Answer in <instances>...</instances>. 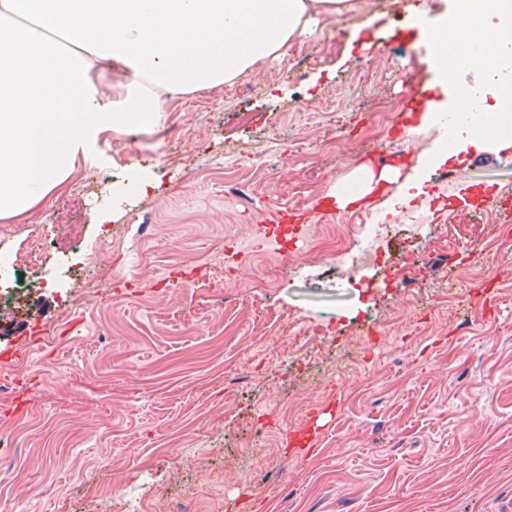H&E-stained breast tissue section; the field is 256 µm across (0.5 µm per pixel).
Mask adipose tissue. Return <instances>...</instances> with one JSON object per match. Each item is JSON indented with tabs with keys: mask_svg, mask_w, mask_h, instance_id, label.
<instances>
[{
	"mask_svg": "<svg viewBox=\"0 0 512 512\" xmlns=\"http://www.w3.org/2000/svg\"><path fill=\"white\" fill-rule=\"evenodd\" d=\"M364 0H0V220L32 212L106 132L160 122L167 91L231 80ZM499 0H457L434 46L512 56ZM121 75L112 96L98 83Z\"/></svg>",
	"mask_w": 512,
	"mask_h": 512,
	"instance_id": "obj_1",
	"label": "adipose tissue"
}]
</instances>
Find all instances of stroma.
<instances>
[{
	"label": "stroma",
	"mask_w": 512,
	"mask_h": 512,
	"mask_svg": "<svg viewBox=\"0 0 512 512\" xmlns=\"http://www.w3.org/2000/svg\"><path fill=\"white\" fill-rule=\"evenodd\" d=\"M453 8L391 0L330 17L300 77L288 45L231 81L168 92L160 124L102 134L60 188L6 222L56 239L59 212L83 233L22 269L28 296L0 305L26 320L38 296L53 306L50 341L0 360V512H112L97 490L139 482L141 512L187 497L198 512H512V264L448 251L446 235L472 221L457 200L432 233L394 222L387 252L363 263L370 287H352L332 250L354 215L316 210L393 143L379 101L429 87L448 106L426 57L404 43L365 51L359 24H437ZM365 64L377 75L361 86ZM441 133L431 120L405 134L410 164L374 209L438 198L448 167L471 194L512 183V165L481 162L501 144L442 161ZM137 170L155 190L116 195ZM283 209L310 212L319 234L283 253L277 288L258 276L268 241L241 244L225 274L237 225ZM413 252L410 277L375 279ZM101 274L99 295L87 283ZM314 403L334 406L332 429L306 459L284 457Z\"/></svg>",
	"instance_id": "obj_1"
}]
</instances>
